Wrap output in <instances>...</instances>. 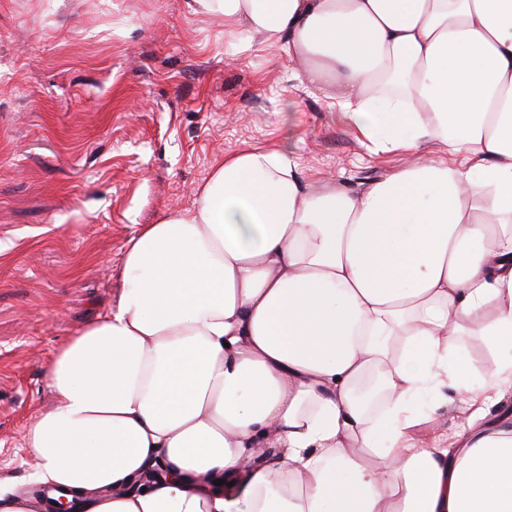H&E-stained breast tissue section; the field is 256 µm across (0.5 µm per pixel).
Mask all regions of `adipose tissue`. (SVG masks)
<instances>
[{
  "mask_svg": "<svg viewBox=\"0 0 512 512\" xmlns=\"http://www.w3.org/2000/svg\"><path fill=\"white\" fill-rule=\"evenodd\" d=\"M185 7L304 61L408 161L353 189L246 148L140 225L117 301L49 365L30 479L77 512H512V418L484 411L512 388V0ZM447 391L470 413L423 444L415 405ZM457 354L478 361L484 370L493 369L498 361L497 353L482 336H463Z\"/></svg>",
  "mask_w": 512,
  "mask_h": 512,
  "instance_id": "obj_1",
  "label": "adipose tissue"
}]
</instances>
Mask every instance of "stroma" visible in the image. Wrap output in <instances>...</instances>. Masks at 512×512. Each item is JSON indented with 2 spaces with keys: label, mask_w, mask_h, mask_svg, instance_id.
<instances>
[{
  "label": "stroma",
  "mask_w": 512,
  "mask_h": 512,
  "mask_svg": "<svg viewBox=\"0 0 512 512\" xmlns=\"http://www.w3.org/2000/svg\"><path fill=\"white\" fill-rule=\"evenodd\" d=\"M294 67L184 0H0V485L27 488L49 362L115 302L129 237L224 154L275 144L353 188L405 164Z\"/></svg>",
  "instance_id": "obj_1"
}]
</instances>
